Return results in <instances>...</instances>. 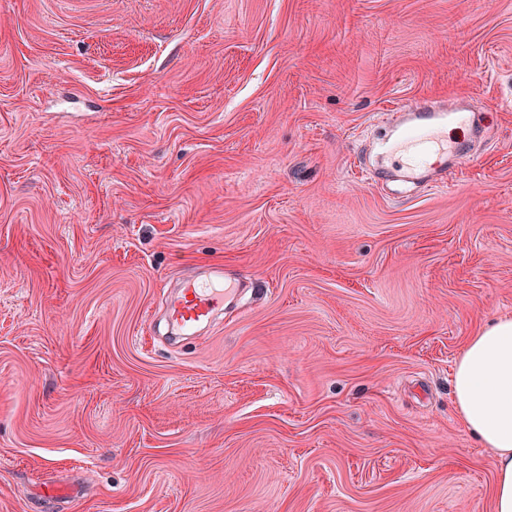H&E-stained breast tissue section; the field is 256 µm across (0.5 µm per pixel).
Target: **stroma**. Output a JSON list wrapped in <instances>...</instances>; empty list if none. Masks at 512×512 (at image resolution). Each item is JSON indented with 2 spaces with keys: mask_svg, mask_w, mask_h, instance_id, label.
Here are the masks:
<instances>
[{
  "mask_svg": "<svg viewBox=\"0 0 512 512\" xmlns=\"http://www.w3.org/2000/svg\"><path fill=\"white\" fill-rule=\"evenodd\" d=\"M431 95L487 138L390 182ZM500 315L512 0H0V512H493L451 380ZM206 280L190 279L183 283L178 297L169 306L173 329L189 335L203 323L214 320L227 308L240 302V283L224 278L223 268L215 266Z\"/></svg>",
  "mask_w": 512,
  "mask_h": 512,
  "instance_id": "obj_1",
  "label": "stroma"
}]
</instances>
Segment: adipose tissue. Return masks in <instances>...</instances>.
<instances>
[{"label":"adipose tissue","instance_id":"adipose-tissue-1","mask_svg":"<svg viewBox=\"0 0 512 512\" xmlns=\"http://www.w3.org/2000/svg\"><path fill=\"white\" fill-rule=\"evenodd\" d=\"M452 392L462 424L494 455L493 512H512V317L496 318L468 340Z\"/></svg>","mask_w":512,"mask_h":512}]
</instances>
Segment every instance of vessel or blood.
<instances>
[{
  "label": "vessel or blood",
  "mask_w": 512,
  "mask_h": 512,
  "mask_svg": "<svg viewBox=\"0 0 512 512\" xmlns=\"http://www.w3.org/2000/svg\"><path fill=\"white\" fill-rule=\"evenodd\" d=\"M470 114V104L464 99L449 104L424 99L400 106L388 122L384 147L387 152L399 154L404 168L410 172L424 170L427 157L433 153L449 154L457 164L470 160V144L452 149L437 134L448 121H469ZM240 295L239 283L226 280L222 267H214L206 280L190 279L183 283L178 297L169 306L171 326L182 334H192L224 309L237 306Z\"/></svg>",
  "instance_id": "obj_1"
}]
</instances>
